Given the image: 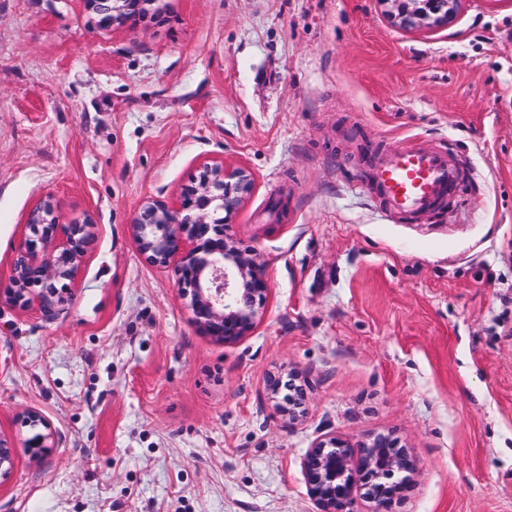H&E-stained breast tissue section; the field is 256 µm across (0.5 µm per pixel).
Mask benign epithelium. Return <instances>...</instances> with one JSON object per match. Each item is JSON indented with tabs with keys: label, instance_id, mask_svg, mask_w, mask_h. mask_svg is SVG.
<instances>
[{
	"label": "benign epithelium",
	"instance_id": "obj_1",
	"mask_svg": "<svg viewBox=\"0 0 512 512\" xmlns=\"http://www.w3.org/2000/svg\"><path fill=\"white\" fill-rule=\"evenodd\" d=\"M387 16L402 28L441 26L454 21L461 0H383ZM99 23L109 27L128 23L140 0H86ZM251 179L243 169L222 164L199 167L176 204L152 201L134 218L132 228L139 251L150 262L173 267L176 282L190 297L192 320L210 336L232 344L246 336L258 317L267 292L263 265L256 251L241 247L226 233L232 215L249 192ZM30 234L15 246L8 288L0 303L45 311L62 301L67 283L75 280L90 224H68L53 203L40 202L28 214ZM18 455L16 444L0 435V479H7ZM311 496L320 512H354L357 477L392 479L412 471L408 458L391 440L378 436L362 445L358 458L336 438L321 439L303 460ZM399 483L371 485L366 498L372 512H388Z\"/></svg>",
	"mask_w": 512,
	"mask_h": 512
}]
</instances>
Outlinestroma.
Wrapping results in <instances>:
<instances>
[{
	"label": "stroma",
	"mask_w": 512,
	"mask_h": 512,
	"mask_svg": "<svg viewBox=\"0 0 512 512\" xmlns=\"http://www.w3.org/2000/svg\"><path fill=\"white\" fill-rule=\"evenodd\" d=\"M382 0H0V291L28 212L90 221L52 312L0 305V434L35 433L0 512H319L320 438L385 435L416 472L391 512H512V5L401 30ZM415 137L466 161L455 200L386 215L369 157ZM204 162L246 168L229 234L270 294L227 345L132 223ZM295 377L285 412L268 381ZM152 0H86L93 12L99 16V23L109 27L128 23V15L139 9L140 3Z\"/></svg>",
	"instance_id": "obj_1"
}]
</instances>
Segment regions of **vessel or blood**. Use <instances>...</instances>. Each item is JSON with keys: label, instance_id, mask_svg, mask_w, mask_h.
I'll return each mask as SVG.
<instances>
[{"label": "vessel or blood", "instance_id": "1", "mask_svg": "<svg viewBox=\"0 0 512 512\" xmlns=\"http://www.w3.org/2000/svg\"><path fill=\"white\" fill-rule=\"evenodd\" d=\"M369 181L389 216L419 218L453 196L463 168L447 151L418 139L368 163Z\"/></svg>", "mask_w": 512, "mask_h": 512}]
</instances>
